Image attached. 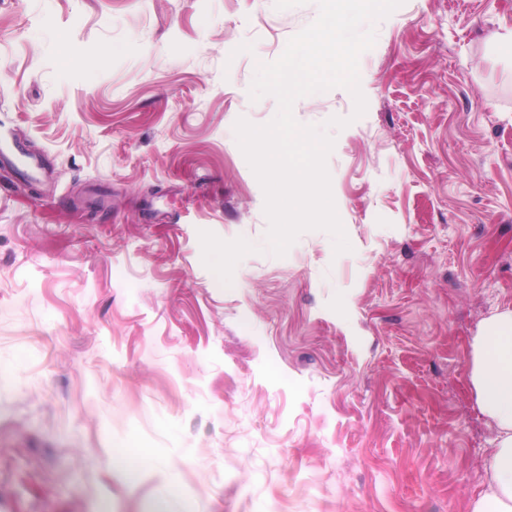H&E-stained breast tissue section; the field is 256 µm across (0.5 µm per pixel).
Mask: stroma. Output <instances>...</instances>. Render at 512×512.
I'll use <instances>...</instances> for the list:
<instances>
[{"instance_id": "stroma-1", "label": "stroma", "mask_w": 512, "mask_h": 512, "mask_svg": "<svg viewBox=\"0 0 512 512\" xmlns=\"http://www.w3.org/2000/svg\"><path fill=\"white\" fill-rule=\"evenodd\" d=\"M318 7L0 0V512H471L512 309V0H405L342 88L323 231L268 252L233 126ZM107 62H99L100 53ZM149 449L128 476L118 445Z\"/></svg>"}]
</instances>
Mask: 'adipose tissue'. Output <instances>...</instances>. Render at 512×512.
<instances>
[{
  "instance_id": "adipose-tissue-1",
  "label": "adipose tissue",
  "mask_w": 512,
  "mask_h": 512,
  "mask_svg": "<svg viewBox=\"0 0 512 512\" xmlns=\"http://www.w3.org/2000/svg\"><path fill=\"white\" fill-rule=\"evenodd\" d=\"M470 378L480 411L496 429L495 448L486 461L491 482L472 512H512V309L481 323Z\"/></svg>"
}]
</instances>
